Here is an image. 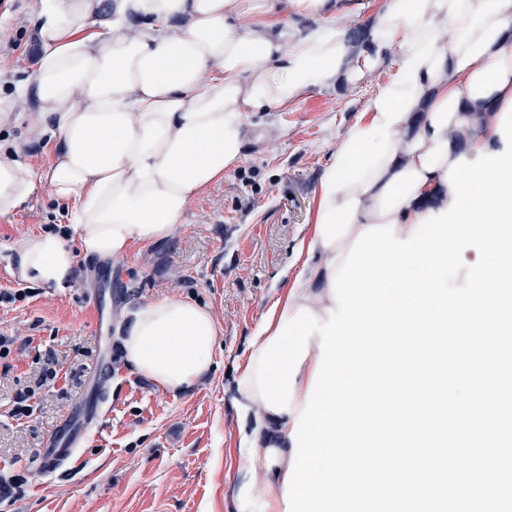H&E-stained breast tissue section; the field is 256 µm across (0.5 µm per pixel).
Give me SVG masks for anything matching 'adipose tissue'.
Listing matches in <instances>:
<instances>
[{
    "instance_id": "ef3b65f1",
    "label": "adipose tissue",
    "mask_w": 512,
    "mask_h": 512,
    "mask_svg": "<svg viewBox=\"0 0 512 512\" xmlns=\"http://www.w3.org/2000/svg\"><path fill=\"white\" fill-rule=\"evenodd\" d=\"M292 5L315 26L301 34L281 24L274 0H39L42 53L26 82L38 108L17 113L14 97L0 96V119L26 128L0 143V216L46 182L68 206L77 244L54 230L24 240L15 249L18 276L62 292L79 258L117 261L132 246L173 237L195 196L241 163L250 113L357 84L387 53L395 71L336 147L310 232L296 245L301 264L258 325L252 357L299 308L328 321L331 273L366 227L394 223L404 241L422 217L447 208L448 167L491 152L489 132L512 105V0H386L360 47L332 0ZM103 9L106 28L96 25ZM246 15L257 23L242 26ZM133 17L142 21L135 31ZM34 140L58 151L41 171L28 163ZM116 334L130 367L177 394L211 371L219 327L208 308L177 298L127 311ZM320 340H308L289 411L267 409L249 368L236 378L235 402L253 416L239 450L245 479L236 512L285 510L290 433Z\"/></svg>"
}]
</instances>
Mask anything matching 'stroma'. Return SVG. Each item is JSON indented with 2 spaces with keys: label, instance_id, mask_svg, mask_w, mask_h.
<instances>
[{
  "label": "stroma",
  "instance_id": "obj_1",
  "mask_svg": "<svg viewBox=\"0 0 512 512\" xmlns=\"http://www.w3.org/2000/svg\"><path fill=\"white\" fill-rule=\"evenodd\" d=\"M336 20L361 41L385 0H335ZM0 15V92L11 93L33 65L38 0H15ZM383 57L356 86L314 89L287 111L259 113L247 126L243 160L201 192L166 242L133 246L121 260L128 293L112 320L149 300L181 297L205 305L220 335L208 377L172 394L116 358L103 392L107 415L78 454L74 470L53 473L37 458L48 432L77 402L104 353L105 334L90 315L91 259H81L71 288L51 293L14 272L13 249L67 218L48 184L15 212L0 216V292L25 290V300L0 303V336L12 337L0 358V471L25 479L5 512H235L244 474L238 448L245 427L234 380L256 327L286 290L296 267L295 245L318 203L317 189L336 146L376 87L393 73ZM58 375L40 383L47 356ZM35 389L30 416L15 413L16 396Z\"/></svg>",
  "mask_w": 512,
  "mask_h": 512
}]
</instances>
